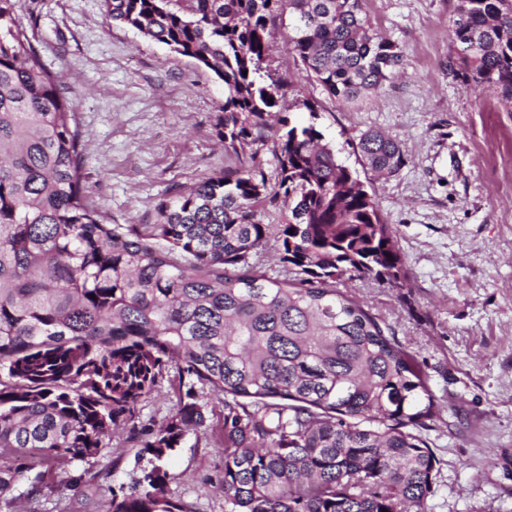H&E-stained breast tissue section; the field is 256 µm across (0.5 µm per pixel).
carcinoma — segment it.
<instances>
[{"instance_id": "obj_1", "label": "carcinoma", "mask_w": 512, "mask_h": 512, "mask_svg": "<svg viewBox=\"0 0 512 512\" xmlns=\"http://www.w3.org/2000/svg\"><path fill=\"white\" fill-rule=\"evenodd\" d=\"M108 16L212 70L218 134L238 160L156 206L154 224H108L84 190L86 149L67 91L41 61L12 0H0V512L67 495L26 453L85 460L118 429L150 455L106 512H198L174 501L162 461L224 405L213 447L224 512H425L437 460L418 430L436 412L411 357L346 296L344 276L395 279L393 231L358 172L316 124L271 123L281 95L257 78L269 26L327 94L355 104L401 66L363 0H106ZM464 76L512 105V0H458ZM363 167L405 164L365 132ZM277 161L268 184L263 154ZM288 212L263 224L266 204ZM278 245L283 277L260 256ZM175 371L174 412L156 429L138 405Z\"/></svg>"}]
</instances>
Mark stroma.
<instances>
[{"instance_id":"35a3bbf8","label":"stroma","mask_w":512,"mask_h":512,"mask_svg":"<svg viewBox=\"0 0 512 512\" xmlns=\"http://www.w3.org/2000/svg\"><path fill=\"white\" fill-rule=\"evenodd\" d=\"M404 69L354 106L330 97L288 53L289 15L272 27L262 76L282 84L279 112L316 122L341 162L376 194L402 259L398 279H343L422 371L438 411L422 436L437 464L427 512H512V109L466 86L455 57L457 0H364ZM46 67L68 90L87 140L84 188L110 224H152L156 204L234 165L218 136L224 85L209 69L106 16L105 0H14ZM400 141L387 179L362 171V133ZM178 382L165 377L139 422L166 421ZM208 429L187 434L165 466L170 497L224 512L211 480L222 461ZM147 457L113 437L89 461L53 464L77 512H102V487L129 484ZM98 487L77 483L84 469Z\"/></svg>"}]
</instances>
